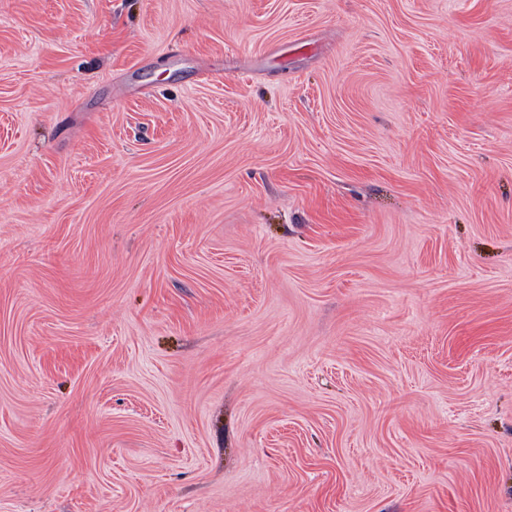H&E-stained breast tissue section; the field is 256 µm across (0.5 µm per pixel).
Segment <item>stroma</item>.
I'll list each match as a JSON object with an SVG mask.
<instances>
[{
  "label": "stroma",
  "instance_id": "35a3bbf8",
  "mask_svg": "<svg viewBox=\"0 0 512 512\" xmlns=\"http://www.w3.org/2000/svg\"><path fill=\"white\" fill-rule=\"evenodd\" d=\"M0 512H512V0H0Z\"/></svg>",
  "mask_w": 512,
  "mask_h": 512
}]
</instances>
